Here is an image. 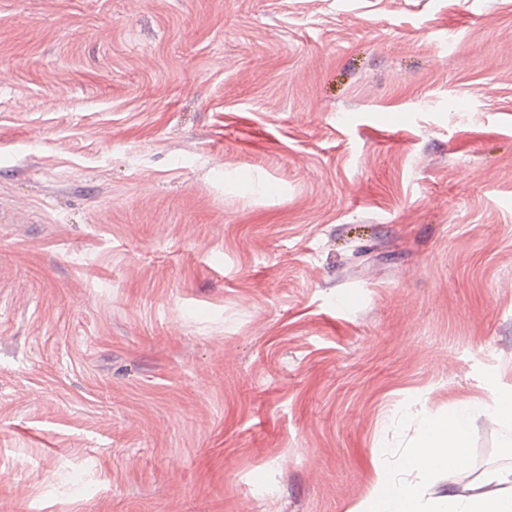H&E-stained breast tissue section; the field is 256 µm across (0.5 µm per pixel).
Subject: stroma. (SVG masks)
Wrapping results in <instances>:
<instances>
[{"mask_svg": "<svg viewBox=\"0 0 512 512\" xmlns=\"http://www.w3.org/2000/svg\"><path fill=\"white\" fill-rule=\"evenodd\" d=\"M510 388L512 0H0V512L484 492ZM484 414L492 422L512 420V390L500 393L493 405L484 409ZM471 418V407L461 404L450 416L439 420H424L418 440L409 449L406 464L425 479L447 469L461 471L466 458L458 448H464Z\"/></svg>", "mask_w": 512, "mask_h": 512, "instance_id": "obj_1", "label": "stroma"}]
</instances>
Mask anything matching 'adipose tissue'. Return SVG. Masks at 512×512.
Returning a JSON list of instances; mask_svg holds the SVG:
<instances>
[{
  "mask_svg": "<svg viewBox=\"0 0 512 512\" xmlns=\"http://www.w3.org/2000/svg\"><path fill=\"white\" fill-rule=\"evenodd\" d=\"M470 418V406L462 404L447 418L424 420L418 440L408 451L407 464L427 479L443 469L463 470L466 458L462 449ZM486 480L494 486L492 493L465 498L451 495L426 505L414 489H390L386 478L380 475L359 512H512V470L492 472Z\"/></svg>",
  "mask_w": 512,
  "mask_h": 512,
  "instance_id": "ef3b65f1",
  "label": "adipose tissue"
}]
</instances>
